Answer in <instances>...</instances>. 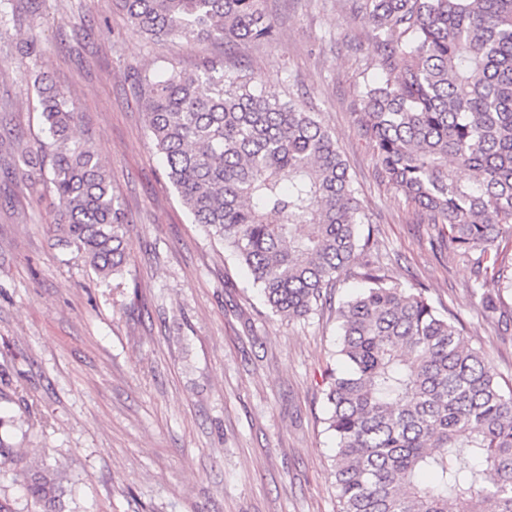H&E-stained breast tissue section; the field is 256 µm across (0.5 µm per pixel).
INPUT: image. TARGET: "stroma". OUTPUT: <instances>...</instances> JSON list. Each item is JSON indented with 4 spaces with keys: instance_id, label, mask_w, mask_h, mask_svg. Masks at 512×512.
<instances>
[{
    "instance_id": "1",
    "label": "stroma",
    "mask_w": 512,
    "mask_h": 512,
    "mask_svg": "<svg viewBox=\"0 0 512 512\" xmlns=\"http://www.w3.org/2000/svg\"><path fill=\"white\" fill-rule=\"evenodd\" d=\"M270 43L153 39L114 0H11L0 25V416L17 468L54 475L62 512H336L325 372L333 307L274 316L193 223L147 128L142 73L253 74L335 136L390 282L423 289L512 382V327L485 316L469 262L435 257L437 225L377 169L359 123L378 65L353 0H264ZM40 51L26 56L20 42ZM76 105L129 221V262L103 285L61 245L52 197L19 183L46 138L37 78Z\"/></svg>"
}]
</instances>
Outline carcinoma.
Returning a JSON list of instances; mask_svg holds the SVG:
<instances>
[{
    "label": "carcinoma",
    "mask_w": 512,
    "mask_h": 512,
    "mask_svg": "<svg viewBox=\"0 0 512 512\" xmlns=\"http://www.w3.org/2000/svg\"><path fill=\"white\" fill-rule=\"evenodd\" d=\"M152 38L270 42L262 0H116ZM380 49L362 127L405 200L467 260L484 309L512 294V0H356ZM148 129L180 202L243 265L271 313L306 320L359 252L357 191L335 136L246 75L143 76ZM47 142L21 153L20 183L58 202L57 230L100 282L122 272L128 219L74 103L39 87ZM472 171L459 180L454 168ZM337 311L340 368L325 377L338 512H512V389L455 316L363 263ZM24 496L57 512L56 488L21 473Z\"/></svg>",
    "instance_id": "obj_1"
}]
</instances>
